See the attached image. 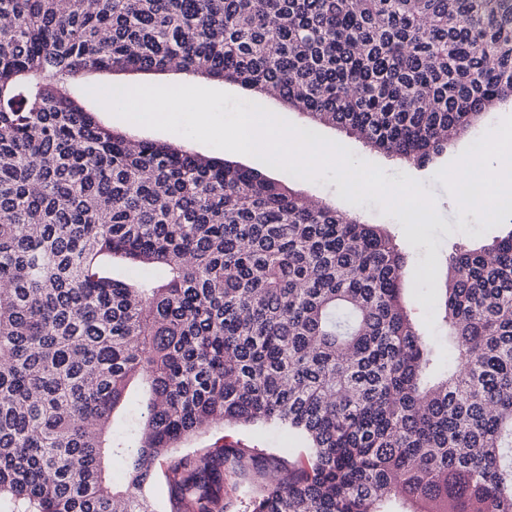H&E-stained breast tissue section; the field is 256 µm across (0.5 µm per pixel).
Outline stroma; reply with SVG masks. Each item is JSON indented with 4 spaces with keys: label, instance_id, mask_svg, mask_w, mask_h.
Segmentation results:
<instances>
[{
    "label": "stroma",
    "instance_id": "1",
    "mask_svg": "<svg viewBox=\"0 0 512 512\" xmlns=\"http://www.w3.org/2000/svg\"><path fill=\"white\" fill-rule=\"evenodd\" d=\"M183 82L187 85L224 91L259 104L300 127L305 126L307 122L306 114L288 109L280 100L269 98L264 94L246 92L234 83L213 81L193 74L184 77ZM320 133L349 148L352 164L356 165L366 160L381 166L389 180L399 182L407 176L418 180L424 190L433 194L439 211L438 220L430 227L410 232L406 229L404 219L383 215L382 207L376 199L368 198L358 204L347 202L339 182L333 177L310 182L296 178L290 172L267 168L266 164L249 155L223 151L196 141L192 142L191 147L208 156L221 157L247 168L268 172L270 177L292 184L295 189L306 195L328 201L338 209L360 215L367 223L386 225L395 233L398 242L409 256L402 274L404 298L412 312L422 319L429 333H436L435 320L441 304L440 286L446 272L445 259L449 246L455 242H462L472 247L488 244L512 226V221L508 218L488 221L483 219L479 212H466L458 206L461 198V183L457 180H449L448 173L455 169L461 157L470 155L469 138L462 137L455 140L446 154L428 167L418 169L370 150L337 128L325 126L321 128ZM227 442H238L251 448H260L268 455L296 452L300 449L297 440L286 430L272 426L248 425L209 429L187 441L182 450L189 453Z\"/></svg>",
    "mask_w": 512,
    "mask_h": 512
}]
</instances>
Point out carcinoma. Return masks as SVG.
<instances>
[{"instance_id": "1", "label": "carcinoma", "mask_w": 512, "mask_h": 512, "mask_svg": "<svg viewBox=\"0 0 512 512\" xmlns=\"http://www.w3.org/2000/svg\"><path fill=\"white\" fill-rule=\"evenodd\" d=\"M174 63L423 168L512 106V0H0V512H512V230L448 254L439 375L387 227L77 83ZM226 425L305 448L174 455Z\"/></svg>"}]
</instances>
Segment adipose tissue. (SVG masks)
I'll return each instance as SVG.
<instances>
[{
  "label": "adipose tissue",
  "mask_w": 512,
  "mask_h": 512,
  "mask_svg": "<svg viewBox=\"0 0 512 512\" xmlns=\"http://www.w3.org/2000/svg\"><path fill=\"white\" fill-rule=\"evenodd\" d=\"M494 157L497 174L488 175L486 181V192L479 201H468V208H478L485 212L488 217L494 218L505 214L506 205L512 201V189L508 188L505 180L506 174L512 171V140L496 137L489 144L487 157ZM487 157L467 156L460 160L455 170L450 171V178L456 179L460 175L469 173L472 170L485 167Z\"/></svg>",
  "instance_id": "adipose-tissue-1"
}]
</instances>
